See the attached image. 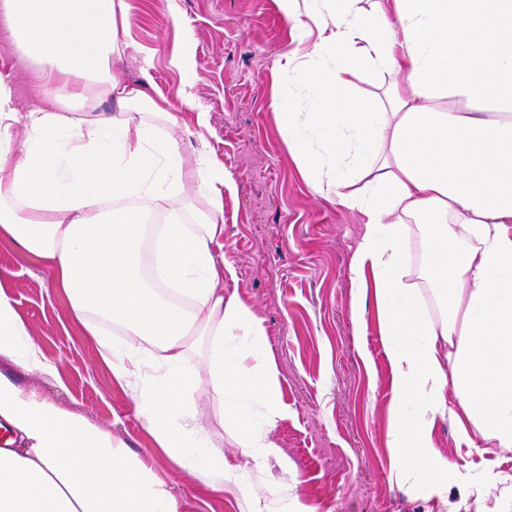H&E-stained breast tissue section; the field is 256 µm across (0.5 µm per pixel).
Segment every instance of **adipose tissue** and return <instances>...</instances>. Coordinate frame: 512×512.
I'll return each mask as SVG.
<instances>
[{"instance_id": "adipose-tissue-1", "label": "adipose tissue", "mask_w": 512, "mask_h": 512, "mask_svg": "<svg viewBox=\"0 0 512 512\" xmlns=\"http://www.w3.org/2000/svg\"><path fill=\"white\" fill-rule=\"evenodd\" d=\"M304 19L301 56L278 72L307 71L308 105L277 89L274 106L302 178L361 217L352 316L374 302L389 336L391 459L417 470L430 496L448 492L454 465L435 448L440 420L457 445L474 431L512 448V0H279ZM17 54L44 79L27 111L0 77V240L49 276L72 319L94 336L146 431L212 490L238 484L241 465L214 451L186 367L195 337L240 455L264 466L280 453L270 434L282 414L260 359L265 328L238 296L235 270L212 247L224 236L230 176L208 147L183 149L166 133V99L151 118L126 106L145 99L114 63L126 49L125 0H0ZM332 60L328 71L316 63ZM393 74L382 95L358 93L364 72ZM101 99L120 110L96 114ZM22 126V138L12 130ZM320 135L311 148L306 131ZM213 201L199 223L151 224L144 203L169 206V182ZM431 243L425 278L443 310L425 316L406 280L408 225ZM150 253L190 305L160 297L138 271ZM121 325L112 340L103 321ZM47 372L11 300L0 292V357ZM456 406H449V396ZM0 512H178L174 497L124 441L0 373Z\"/></svg>"}]
</instances>
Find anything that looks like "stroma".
<instances>
[{"mask_svg":"<svg viewBox=\"0 0 512 512\" xmlns=\"http://www.w3.org/2000/svg\"><path fill=\"white\" fill-rule=\"evenodd\" d=\"M128 44L116 68L151 98H166L176 118L171 133L185 150L207 142L231 176L222 198V250L236 269L225 295H237L262 320L279 396L286 408L272 434L299 481L286 483L278 464L242 465L237 487L217 493L194 471L156 447L131 397L100 357L96 340L73 321L44 271L0 242V290L12 300L31 341L51 372H28L0 358V373L73 411L126 442L175 498L179 512H248L251 497H293L315 512H489L491 495L474 487L492 470L512 475V448L479 439L457 447L454 424L439 422L437 450L458 465L447 499L431 497L421 473L396 479L387 448L392 399L389 341L375 306L364 324L351 314L353 256L362 233L358 212L315 195L283 142L274 114L275 85L308 103L305 73L276 76L279 59L297 44V22L276 0H126ZM179 21H172L170 4ZM192 33L196 82L172 61ZM29 64L12 49L0 25V75L16 88L19 105L32 98ZM207 113L208 127L198 126ZM408 280L419 288L432 321L441 312L422 267L426 239L409 225ZM225 404L205 399L200 417L225 455H238L237 432L223 426Z\"/></svg>","mask_w":512,"mask_h":512,"instance_id":"stroma-1","label":"stroma"}]
</instances>
